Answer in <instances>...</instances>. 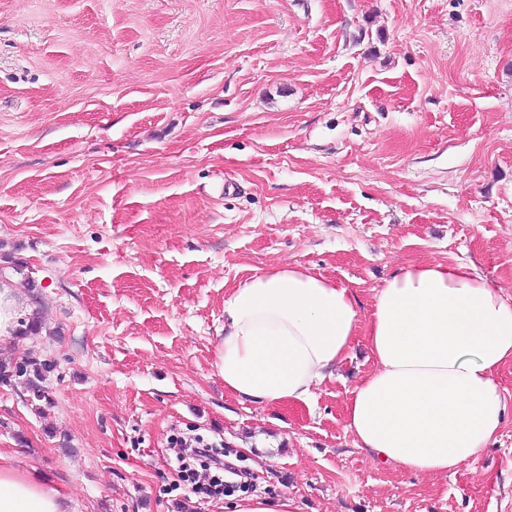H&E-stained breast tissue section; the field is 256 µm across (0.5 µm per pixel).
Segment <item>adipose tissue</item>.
Masks as SVG:
<instances>
[{
	"mask_svg": "<svg viewBox=\"0 0 512 512\" xmlns=\"http://www.w3.org/2000/svg\"><path fill=\"white\" fill-rule=\"evenodd\" d=\"M365 332L376 368L354 387L347 430L371 458L455 473L495 439L508 406L512 300L467 262L411 264L376 288L367 326L354 294L297 265L253 276L224 300L213 370L242 401L306 402ZM0 512H70L68 496L18 463L0 464Z\"/></svg>",
	"mask_w": 512,
	"mask_h": 512,
	"instance_id": "1",
	"label": "adipose tissue"
}]
</instances>
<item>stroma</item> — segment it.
Here are the masks:
<instances>
[{
	"mask_svg": "<svg viewBox=\"0 0 512 512\" xmlns=\"http://www.w3.org/2000/svg\"><path fill=\"white\" fill-rule=\"evenodd\" d=\"M4 252L44 329L0 358L57 368L44 414L0 385V453L72 512H225L179 487L178 433L299 512H512V408L448 476L355 447L365 336L305 404L211 367L229 290L285 264L363 320L428 261L512 297V0H0Z\"/></svg>",
	"mask_w": 512,
	"mask_h": 512,
	"instance_id": "35a3bbf8",
	"label": "stroma"
}]
</instances>
